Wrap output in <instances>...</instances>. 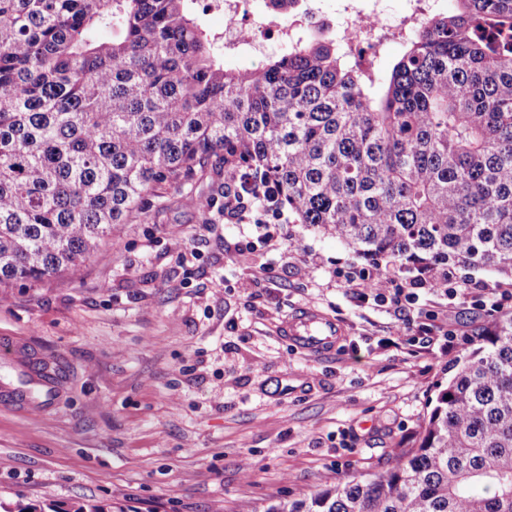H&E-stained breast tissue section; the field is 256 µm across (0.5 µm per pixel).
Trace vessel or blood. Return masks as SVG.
<instances>
[{"label":"vessel or blood","mask_w":512,"mask_h":512,"mask_svg":"<svg viewBox=\"0 0 512 512\" xmlns=\"http://www.w3.org/2000/svg\"><path fill=\"white\" fill-rule=\"evenodd\" d=\"M281 332L302 351L314 356H328L335 352L345 329L329 315L304 308L282 322Z\"/></svg>","instance_id":"1"}]
</instances>
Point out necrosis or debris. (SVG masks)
<instances>
[{"label":"necrosis or debris","instance_id":"necrosis-or-debris-1","mask_svg":"<svg viewBox=\"0 0 512 512\" xmlns=\"http://www.w3.org/2000/svg\"><path fill=\"white\" fill-rule=\"evenodd\" d=\"M387 0H341V11L327 8V0H303L292 17L267 10L254 0H208V7L224 13L229 23L219 35L228 55H264L298 37L335 32L355 47H366L381 36L399 37L445 12L446 0H406L403 12L390 11Z\"/></svg>","mask_w":512,"mask_h":512}]
</instances>
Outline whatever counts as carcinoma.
<instances>
[{
  "label": "carcinoma",
  "mask_w": 512,
  "mask_h": 512,
  "mask_svg": "<svg viewBox=\"0 0 512 512\" xmlns=\"http://www.w3.org/2000/svg\"><path fill=\"white\" fill-rule=\"evenodd\" d=\"M197 3L0 0V288L80 270L214 168L370 263L512 282V0H456L387 73L329 33L226 69ZM455 367L390 467L266 512H512V316Z\"/></svg>",
  "instance_id": "cac0c4a2"
}]
</instances>
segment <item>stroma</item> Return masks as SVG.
I'll list each match as a JSON object with an SVG mask.
<instances>
[{
  "label": "stroma",
  "mask_w": 512,
  "mask_h": 512,
  "mask_svg": "<svg viewBox=\"0 0 512 512\" xmlns=\"http://www.w3.org/2000/svg\"><path fill=\"white\" fill-rule=\"evenodd\" d=\"M224 175L149 199L76 273L0 302V512H265L389 467L487 323L442 293L428 336L341 287L355 257L284 211L224 213ZM210 198L202 221L192 198ZM309 306L346 336L312 358L280 333Z\"/></svg>",
  "instance_id": "stroma-1"
}]
</instances>
